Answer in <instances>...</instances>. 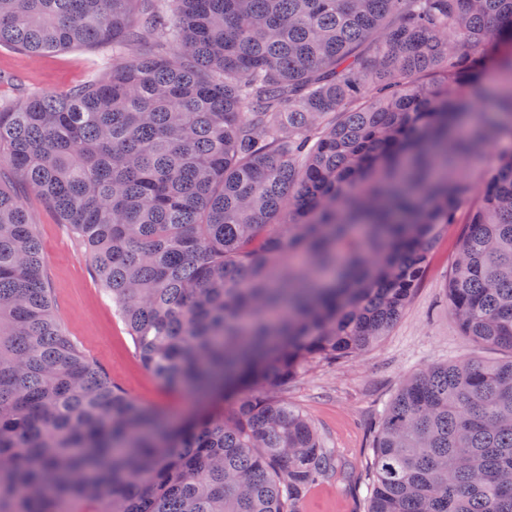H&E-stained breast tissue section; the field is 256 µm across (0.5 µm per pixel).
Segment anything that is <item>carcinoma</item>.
I'll return each mask as SVG.
<instances>
[{"instance_id": "carcinoma-1", "label": "carcinoma", "mask_w": 512, "mask_h": 512, "mask_svg": "<svg viewBox=\"0 0 512 512\" xmlns=\"http://www.w3.org/2000/svg\"><path fill=\"white\" fill-rule=\"evenodd\" d=\"M112 52L0 106V170L89 252L143 365L235 408L167 421L54 313L36 227L0 181V512H299L336 472L271 390L387 335L441 230L460 333L512 351V0H6L0 45ZM369 512H512V359L431 364L386 409Z\"/></svg>"}]
</instances>
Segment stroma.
I'll return each instance as SVG.
<instances>
[{"instance_id": "obj_1", "label": "stroma", "mask_w": 512, "mask_h": 512, "mask_svg": "<svg viewBox=\"0 0 512 512\" xmlns=\"http://www.w3.org/2000/svg\"><path fill=\"white\" fill-rule=\"evenodd\" d=\"M101 67L97 49L74 47L34 57L1 45L0 100L36 90L64 94L101 77ZM17 193L39 230L56 313L79 348L141 406L172 417L191 413L193 399L167 389L139 360L71 227L31 190L21 187ZM461 231L458 224L443 229L423 281L387 336L336 366L312 363L280 387V395L308 416L336 456V473L310 487L301 512H368L373 436L401 384L417 369L512 358L511 351L461 335L448 311L446 284Z\"/></svg>"}]
</instances>
